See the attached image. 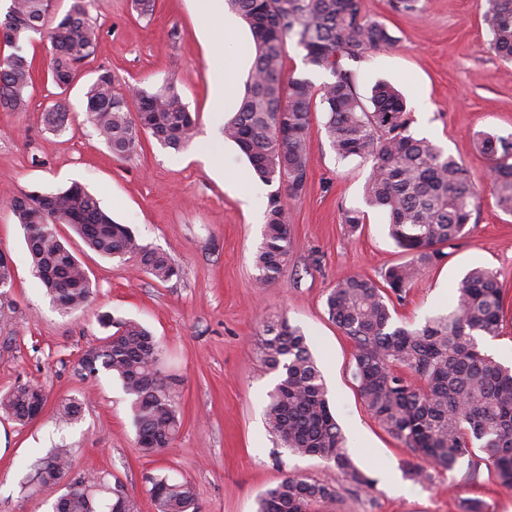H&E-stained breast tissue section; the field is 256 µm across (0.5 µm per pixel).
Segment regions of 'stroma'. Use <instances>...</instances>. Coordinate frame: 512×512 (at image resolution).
<instances>
[{"label":"stroma","instance_id":"1","mask_svg":"<svg viewBox=\"0 0 512 512\" xmlns=\"http://www.w3.org/2000/svg\"><path fill=\"white\" fill-rule=\"evenodd\" d=\"M484 9L485 0H417L416 10L398 12L391 0H362L365 18L382 23L394 43L358 63V92L366 100L375 83L394 84L406 100L412 132L461 161L479 188L467 234L412 286L395 321L419 325L446 313L465 273L483 265L497 275L505 312L500 335L480 346L512 366V215L497 207L485 179L489 162L477 146L481 133L512 141V64L489 52ZM89 15L99 43L83 66L84 82L108 69L124 86L154 91L175 83L198 117V134L178 152L146 135L137 154L114 158L87 119L81 85L63 93L46 82L45 45L37 38L27 44L36 67L29 109L0 111V252L15 270L9 291L14 318L0 324V393L29 380L42 385L47 401L28 425L0 418V512H51L60 486L29 496L20 483L26 463L60 441L72 450V475L92 481L111 473L138 512H155L147 494L152 476L190 481L199 512H256L264 491L295 474L339 486L333 512H467L476 500L482 512H512V491L500 488L488 469L477 484L463 481L461 471L434 467L430 480L414 481L406 466L409 449L379 426L358 395L354 344L330 320L326 297L339 278L376 279L406 256L388 235L386 215L365 207L370 163L337 161L323 105L316 101L311 108L305 191L286 202L293 234L288 267L279 282L257 288L253 257L270 188L225 140L224 120L210 110L225 62L233 63L237 84L248 78L253 40L247 25L217 46L204 38L206 21L194 0H155L148 17L138 16L131 0H90ZM60 96L71 120L55 134L44 129L40 115ZM238 172L243 178L237 182ZM74 182L142 243L165 251L178 277L162 283L99 256L62 225L58 231L86 266L93 294L85 308L60 313L33 276L24 231L3 204ZM348 208L367 211L353 234L342 222ZM104 314L139 321L160 343L162 374L182 425L158 453L136 447L131 402L120 382L81 369L85 350L107 334L99 324ZM283 317L309 337L332 412L372 489L355 488L318 458L292 455L269 432L265 408L277 375L261 357L262 321ZM68 399L81 402L82 418L66 427L54 410Z\"/></svg>","mask_w":512,"mask_h":512}]
</instances>
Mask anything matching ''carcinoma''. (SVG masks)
I'll return each mask as SVG.
<instances>
[{"mask_svg": "<svg viewBox=\"0 0 512 512\" xmlns=\"http://www.w3.org/2000/svg\"><path fill=\"white\" fill-rule=\"evenodd\" d=\"M249 26L255 56L243 97L224 120V139L234 142L258 178L274 187L268 197L262 242L254 264L256 281H279L292 250L291 219L284 197L301 196L307 184L313 100L326 113L325 134L341 161L372 162L364 186L368 207L387 214L389 233L407 260L392 265L375 281L349 275L326 298L328 314L353 342L352 377L358 394L378 424L414 456L453 472L468 460L465 479L480 482L476 452L487 455L498 484L512 490V367L482 352L479 340L500 334L503 296L497 275L476 265L458 283L446 315L419 327L397 326L393 300L405 299L416 279L447 257L466 234L478 198L472 173L410 129L406 106L389 83L372 88L366 106L357 90L354 64L367 53L393 42L387 29L361 14L360 0H225ZM52 0H11L0 21V41L12 52L0 57V108L26 112V91L35 67L24 45L34 36L49 42L47 78L65 91L81 79L85 60L95 54L99 33L90 21L87 0H71L61 16L51 14ZM483 24L489 49L512 61V0H486ZM295 42L305 64L330 80L315 88L306 77L282 79L287 41ZM83 97L90 122L112 156L134 155L148 134L163 147L179 151L197 134L198 119L172 84L149 92L134 86L116 89V78L103 70L85 84ZM42 111L45 129L66 131L65 103ZM478 148L491 163V187L499 209L512 214V141L486 134ZM6 207L21 224L35 277L63 314L83 308L91 296L88 273L60 238L67 224L88 248L106 258L131 261L159 282L179 270L170 256L145 245L129 227L115 222L79 183L51 193L24 192ZM358 208L345 210L349 232L364 224ZM12 259L0 252V322L14 307L7 298L13 285ZM113 329L81 359L89 375L107 372L130 397L134 441L145 453L173 442L180 410L161 374L162 350L142 324L131 319L101 320ZM264 363L280 372L269 395L267 424L288 451L317 457L359 488L373 480L353 463L345 437L330 409L324 378L302 329L287 319L264 325ZM40 386L19 381L0 395V412L26 425L45 406ZM82 403L62 402L57 420L72 424ZM72 448L56 446L27 464L25 486L60 483L71 468ZM157 512H197L193 485L166 476L149 480ZM339 488L317 479L288 476L267 490L258 512H322L334 504ZM137 512L119 483L102 478L89 484L75 477L53 504V512Z\"/></svg>", "mask_w": 512, "mask_h": 512, "instance_id": "cac0c4a2", "label": "carcinoma"}]
</instances>
